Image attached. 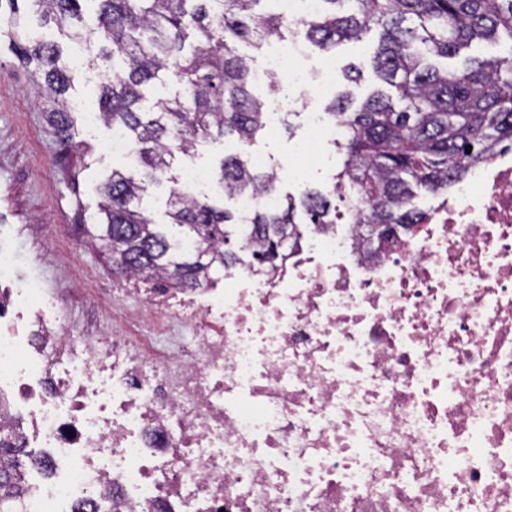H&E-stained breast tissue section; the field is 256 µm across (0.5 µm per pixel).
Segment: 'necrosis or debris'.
Returning <instances> with one entry per match:
<instances>
[{"instance_id": "necrosis-or-debris-1", "label": "necrosis or debris", "mask_w": 512, "mask_h": 512, "mask_svg": "<svg viewBox=\"0 0 512 512\" xmlns=\"http://www.w3.org/2000/svg\"><path fill=\"white\" fill-rule=\"evenodd\" d=\"M274 48L260 80L322 93ZM0 249V430L48 451L17 512H512V146L376 250L302 224L220 288L130 273L65 331Z\"/></svg>"}]
</instances>
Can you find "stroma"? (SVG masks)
Wrapping results in <instances>:
<instances>
[{
    "instance_id": "1",
    "label": "stroma",
    "mask_w": 512,
    "mask_h": 512,
    "mask_svg": "<svg viewBox=\"0 0 512 512\" xmlns=\"http://www.w3.org/2000/svg\"><path fill=\"white\" fill-rule=\"evenodd\" d=\"M378 32L361 43L342 45L326 59L332 77L311 103L323 111L339 91L352 88L364 99L377 88L371 57ZM356 65L357 85H348L344 71ZM36 76L23 67L0 34V242L18 255L20 277L40 278L48 288L66 289V304L80 322L109 320L112 310L99 308L100 288L119 281L107 256L86 245L83 225L98 221L101 188L115 163L107 149L104 124L86 123V113L97 109V89L84 69L73 73L70 95L84 105L75 117V141L82 150L67 149L48 125L36 94ZM307 144L303 115L289 116L287 124L266 128L253 146L278 168L281 191L298 193L301 186L288 173V161Z\"/></svg>"
}]
</instances>
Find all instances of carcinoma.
<instances>
[{"label": "carcinoma", "mask_w": 512, "mask_h": 512, "mask_svg": "<svg viewBox=\"0 0 512 512\" xmlns=\"http://www.w3.org/2000/svg\"><path fill=\"white\" fill-rule=\"evenodd\" d=\"M81 2L0 0V6H8L3 21L10 49L41 74L37 94L47 120L76 148L81 143L73 141L66 98L72 69L58 42L40 31L88 45L86 70L103 76L99 112L105 125L125 133L138 168H112L102 190V219L85 233L124 274H163L181 288H200L210 275L242 261L243 247H232L238 219L223 200L278 187L276 168L257 172L247 154L226 155L214 172L217 195L203 199L189 196L169 175L179 154L190 157L217 140L247 146L266 129L269 116L254 94L253 58L239 54L238 43L260 50L288 30L332 53L379 28L373 70L389 87L358 105L349 91L326 105L339 130L332 144L344 157L334 182L341 192L306 187L280 195L275 212L257 208L249 239L261 265L284 259L296 225L336 223L337 198L366 227L419 224L424 214L412 206L413 188L445 195L469 167L512 141V0H322V10L300 23L259 11L263 0H97L102 45L96 50L89 47ZM476 40L506 42L508 53L468 59L460 69L433 63L458 56ZM153 81L168 82L175 92L146 114L140 111L143 88ZM164 184L169 230L141 206L150 188ZM183 241L196 243V250H182ZM20 453L0 435V455L13 459L10 469H0V512H15L24 491Z\"/></svg>", "instance_id": "1"}]
</instances>
